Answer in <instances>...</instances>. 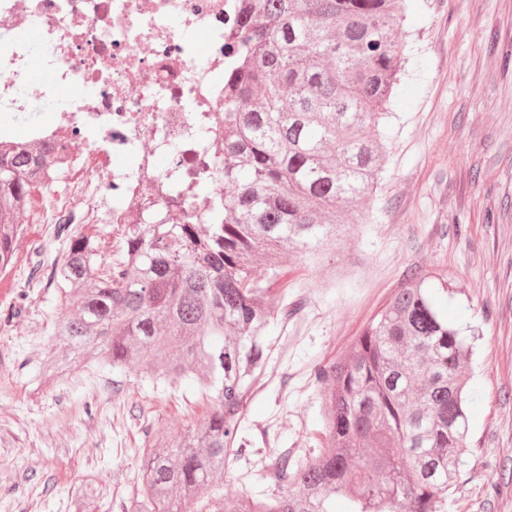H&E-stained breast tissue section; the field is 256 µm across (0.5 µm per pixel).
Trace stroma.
<instances>
[{"label":"stroma","instance_id":"1","mask_svg":"<svg viewBox=\"0 0 512 512\" xmlns=\"http://www.w3.org/2000/svg\"><path fill=\"white\" fill-rule=\"evenodd\" d=\"M402 32L408 63L372 220L326 266L280 254L296 311L267 336L278 378L246 406L254 453L214 480L225 495L268 487L259 426L299 459L325 446L315 367L348 352L423 270L447 280L449 318L480 332L465 366L477 401L445 512H512V0H421ZM27 274L21 258L0 269V512H124L147 430L199 427L208 403L134 368L81 365L42 385L52 323L75 302L55 285L23 291Z\"/></svg>","mask_w":512,"mask_h":512}]
</instances>
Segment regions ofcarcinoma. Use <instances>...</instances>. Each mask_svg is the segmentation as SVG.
<instances>
[{
    "instance_id": "obj_1",
    "label": "carcinoma",
    "mask_w": 512,
    "mask_h": 512,
    "mask_svg": "<svg viewBox=\"0 0 512 512\" xmlns=\"http://www.w3.org/2000/svg\"><path fill=\"white\" fill-rule=\"evenodd\" d=\"M408 2L249 0L224 77V200L205 182L191 190L208 221L128 224L108 266L97 236L65 237L57 281L79 302L55 324L41 381L81 362L121 371L146 359L152 383H196L210 401L202 427L149 437L127 512H182L205 496L206 512H336L339 498L345 512H444L469 431L474 341L448 321L428 273L315 369L328 447L305 462L280 456L272 481L287 492L215 497L209 481L248 445L242 421L271 361L266 336L288 319L272 291L280 251L317 263L370 223ZM28 154L0 159V268L16 257L41 171Z\"/></svg>"
}]
</instances>
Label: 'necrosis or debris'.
<instances>
[{"mask_svg": "<svg viewBox=\"0 0 512 512\" xmlns=\"http://www.w3.org/2000/svg\"><path fill=\"white\" fill-rule=\"evenodd\" d=\"M243 6L0 0V155L27 147L48 157L27 192V221L42 227L26 246L29 287L49 284L38 258L65 230L173 210L195 224L189 185L223 193L224 44Z\"/></svg>", "mask_w": 512, "mask_h": 512, "instance_id": "necrosis-or-debris-1", "label": "necrosis or debris"}]
</instances>
